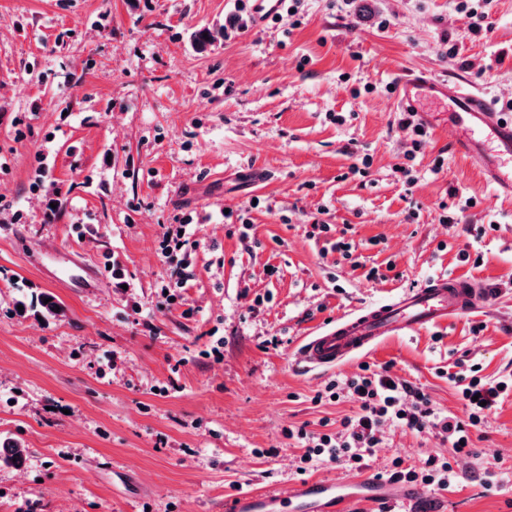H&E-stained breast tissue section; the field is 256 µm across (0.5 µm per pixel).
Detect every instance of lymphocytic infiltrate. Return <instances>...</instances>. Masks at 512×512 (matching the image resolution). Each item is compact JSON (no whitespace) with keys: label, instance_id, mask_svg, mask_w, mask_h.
Instances as JSON below:
<instances>
[{"label":"lymphocytic infiltrate","instance_id":"lymphocytic-infiltrate-1","mask_svg":"<svg viewBox=\"0 0 512 512\" xmlns=\"http://www.w3.org/2000/svg\"><path fill=\"white\" fill-rule=\"evenodd\" d=\"M455 378L466 419L437 412L422 390L365 366L341 383L357 400L358 408L341 419L337 431L316 433L300 427L289 430L288 436L302 444L303 464L328 459L359 471L379 448L384 425L402 426L418 433L434 431L448 441L451 456L428 458L420 470L396 459L388 477L394 483L448 489L458 479L456 458L473 455L471 432L486 422L502 394L499 382L477 376L475 367L460 368ZM341 384L333 381L329 387L334 390Z\"/></svg>","mask_w":512,"mask_h":512}]
</instances>
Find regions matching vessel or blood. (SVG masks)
I'll use <instances>...</instances> for the list:
<instances>
[{
	"label": "vessel or blood",
	"instance_id": "1",
	"mask_svg": "<svg viewBox=\"0 0 512 512\" xmlns=\"http://www.w3.org/2000/svg\"><path fill=\"white\" fill-rule=\"evenodd\" d=\"M282 0H252L248 15L260 26L279 14ZM397 102L416 113L424 124L435 115H447L454 128L453 150L475 159L490 184L512 194V117L495 110L476 88L461 79H432L408 75L397 82ZM55 279L72 291L87 293L99 287L103 271L61 253L49 260ZM491 297L489 285L479 279L432 276L419 287L381 305L347 315L314 335L305 337L295 363L306 373L336 370L359 357L373 354L389 337L447 324L457 316L483 311ZM364 501L391 499L394 485L383 478L353 480ZM342 487L310 480L294 487L288 497L246 489L225 498L224 512H280L283 501L295 502L298 512H321L339 498Z\"/></svg>",
	"mask_w": 512,
	"mask_h": 512
}]
</instances>
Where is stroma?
I'll list each match as a JSON object with an SVG mask.
<instances>
[{
    "mask_svg": "<svg viewBox=\"0 0 512 512\" xmlns=\"http://www.w3.org/2000/svg\"><path fill=\"white\" fill-rule=\"evenodd\" d=\"M460 2L290 0L293 14L241 29L235 0H0V440L27 450L0 466V512H224L241 487L347 481L328 461L299 473L286 435L356 411L318 400L332 378L366 363L462 419L443 375L455 359L512 377V199L452 152L451 125L413 149L388 91L405 73L454 76L512 108V0H489L479 35ZM199 27L217 33L203 50ZM187 216L197 246L168 303L159 243ZM340 237L360 268L326 252ZM65 252L119 262L130 289L77 294L29 261ZM436 274L488 283L486 311L332 375L296 369L317 327ZM382 439L372 475L449 454L434 433ZM472 440L453 487L389 512H512V392Z\"/></svg>",
    "mask_w": 512,
    "mask_h": 512,
    "instance_id": "1",
    "label": "stroma"
}]
</instances>
